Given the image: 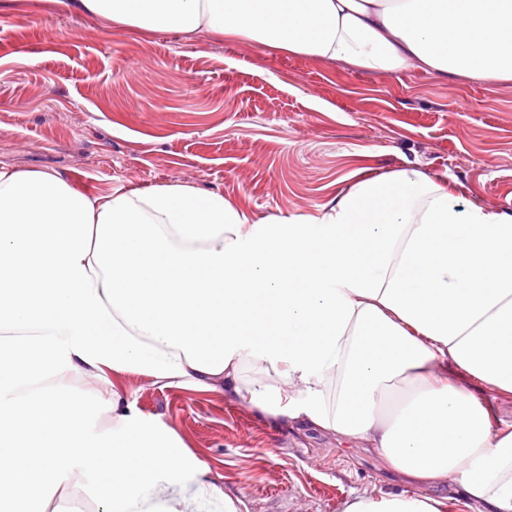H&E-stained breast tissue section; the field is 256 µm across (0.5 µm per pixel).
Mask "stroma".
Listing matches in <instances>:
<instances>
[{"instance_id":"35a3bbf8","label":"stroma","mask_w":512,"mask_h":512,"mask_svg":"<svg viewBox=\"0 0 512 512\" xmlns=\"http://www.w3.org/2000/svg\"><path fill=\"white\" fill-rule=\"evenodd\" d=\"M0 18V165L85 192L178 184L255 218L319 215L358 169L415 166L512 210V82L373 77L254 45L137 33L27 0ZM88 400L119 387L236 487L247 512H340L358 489L413 484L372 448L273 422L149 377H55Z\"/></svg>"}]
</instances>
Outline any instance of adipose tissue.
<instances>
[{
    "mask_svg": "<svg viewBox=\"0 0 512 512\" xmlns=\"http://www.w3.org/2000/svg\"><path fill=\"white\" fill-rule=\"evenodd\" d=\"M137 32L229 39L388 77L512 81V0H56ZM138 373L375 448L395 471L512 512V212L414 167L364 175L318 216L254 218L176 185L90 195L0 166V512H49L82 476L101 512H202L236 493L125 393L46 385ZM193 487L192 496L184 488ZM365 487L341 512H443Z\"/></svg>",
    "mask_w": 512,
    "mask_h": 512,
    "instance_id": "obj_1",
    "label": "adipose tissue"
}]
</instances>
